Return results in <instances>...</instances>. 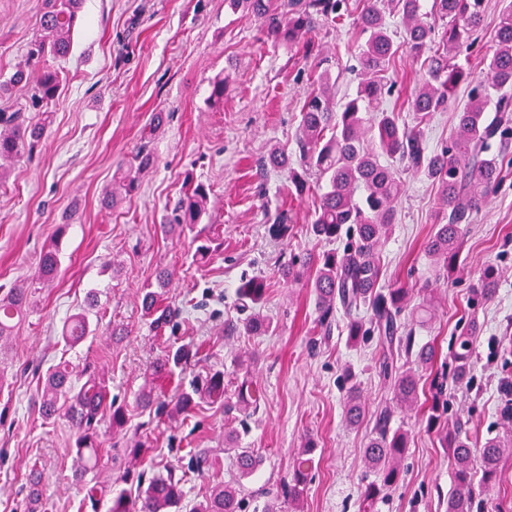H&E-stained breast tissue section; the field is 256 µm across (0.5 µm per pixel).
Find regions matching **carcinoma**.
Segmentation results:
<instances>
[{"instance_id": "carcinoma-1", "label": "carcinoma", "mask_w": 512, "mask_h": 512, "mask_svg": "<svg viewBox=\"0 0 512 512\" xmlns=\"http://www.w3.org/2000/svg\"><path fill=\"white\" fill-rule=\"evenodd\" d=\"M400 17L402 32L393 31L374 0L356 4L350 0H224L234 12H244L262 21L266 39L286 45L302 54L313 68L312 88L300 111L295 132V158L273 151L269 164L287 174L288 188L298 196L309 194L312 180L324 182L310 216L309 234L330 245L319 252L295 256L283 268L290 282L312 289L317 311L316 327L330 334L337 316L346 321L348 336L354 341L377 337L379 369L388 380L393 401L413 406L420 400L422 375L411 369L398 370L395 357L404 354L419 368L433 369L437 360L434 346L418 345L413 330L404 326L406 288L382 284L385 270L380 261L384 238L396 221L394 203L401 193V176L406 171L422 174L438 187L441 221L425 242V253L438 269L456 267L461 252L463 225L472 221L481 202L495 192L504 178L505 162L512 147V3L501 10L495 30L496 47L485 72L475 77L458 62L474 43V35L485 24V0H433L431 9L421 11L420 0H392ZM84 0H44L39 31L30 42L26 64L16 68L9 84L28 89L34 108L41 109L38 121L22 112H0V181L16 158L32 153L50 125L47 106L58 101L66 74L55 65L73 47V33ZM353 19L359 34L355 53L360 82L356 94L336 101L332 91L331 60L320 53L312 37L324 20ZM408 52L426 65L428 79L411 98L414 125L401 113L383 111L370 117L366 108L391 94L387 73L396 56ZM463 84L471 85L465 103L456 102ZM228 81L217 75L211 81L207 103L224 105ZM455 109L456 134L451 145L430 148L424 126L435 112ZM497 152H492V147ZM156 158L142 146L123 181L106 192L103 203L110 207L121 193L137 189L139 178L151 170ZM210 204V188L192 182L184 190L175 209L174 223L162 225L194 231ZM270 233L287 239L293 233L285 213L276 217ZM58 249L52 244L42 252L36 279L48 285L58 273ZM159 288H145L141 303L157 333L174 328L182 310L163 304L158 289L168 285V273L155 275ZM498 276L486 270L471 288L470 303L478 307L490 301L497 290ZM266 294L265 281L244 277L236 288L241 310L249 315L241 321L247 333H265L271 322L258 306ZM31 289L18 283L0 286V346L12 335L14 322L27 314ZM102 305L99 292L90 290L85 305L65 323L62 340L73 348L94 334L90 317L98 316ZM479 329L473 322L457 336L450 337L449 370L437 371L429 381L430 421L439 418L448 406L447 384L466 386L470 382L469 358ZM199 347L184 344L153 362L152 379L171 378L184 372L198 359ZM38 388L34 405L44 419L65 418L71 428L74 477L83 492V512H99L102 502L108 512H242L243 498L238 487L219 485L200 501L187 500L185 474L172 469L166 473L126 470L120 477L125 488L112 493V485H101L87 475L96 474L102 460L101 425H125L126 404L111 395L103 369L92 362L73 364L63 360L45 371L34 370ZM503 403L498 411V429L484 440L472 439L459 418L453 434L446 438L454 464V488L448 496V512H487L486 491L500 477L505 457L512 454V379L501 383ZM238 401L257 408L262 393L248 378L234 391ZM218 404L228 413L234 405L224 398V372H212L204 382L193 380L180 389L173 400L162 399L152 385L145 386L136 404L156 418L194 413L202 401ZM364 405L357 387L350 386L344 398V418L358 425ZM394 410L384 407L376 413L373 435L363 449L365 463L375 479L365 484L362 496L373 502L386 495L400 480L399 462L406 448L405 433L391 427ZM224 445L236 455L242 476L253 474L261 458L251 448L240 447L239 433L224 435ZM312 442L306 441L294 460L290 479L280 487L288 504L299 507L309 482ZM211 467L209 455L196 451L188 460V470L204 473ZM480 479H475V476ZM41 472L29 470L28 512L41 507Z\"/></svg>"}]
</instances>
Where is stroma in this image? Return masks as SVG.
I'll use <instances>...</instances> for the list:
<instances>
[{"instance_id":"stroma-1","label":"stroma","mask_w":512,"mask_h":512,"mask_svg":"<svg viewBox=\"0 0 512 512\" xmlns=\"http://www.w3.org/2000/svg\"><path fill=\"white\" fill-rule=\"evenodd\" d=\"M485 25L461 61L473 73L486 68L495 49L494 30L504 0H487ZM42 0H0V81L24 64L37 32ZM254 16L231 12L224 0H85L83 18L63 68L67 81L52 105L47 137L32 154L15 161L0 182V285L30 282L42 249L54 241L57 224L68 223L58 240L60 273L38 287L34 311L0 347L7 372L0 393V512H24L28 460L38 457L42 498L51 512H78L82 493L72 481L70 430L65 420L43 419L33 406L37 378L30 367L60 359L94 361L107 373L112 394L130 413L121 428L103 426L101 476L122 471L136 430L154 443L142 460L151 471L187 464L190 451L206 449L214 463L191 475L187 497L202 499L220 483L241 486L245 512L275 503L277 512H360V486L367 475L363 449L378 408L392 392L379 373L375 340L352 342L345 327L334 328L317 348L309 338L317 312L309 288L291 284L280 268L291 256L317 250L307 225L313 196L296 197L282 173L263 171L272 147L292 151L300 109L311 89L310 69L300 55L274 46ZM357 37L351 20L323 22L315 39L334 56L336 96L352 94L357 65L350 47ZM230 81L219 109L209 108V80ZM394 83L380 109L410 118L409 102L427 77L420 61L396 58ZM167 116L150 130L153 113ZM157 164L135 193L114 207L102 202L104 189L127 172L141 145ZM210 184L209 211L196 232L211 241L206 263H195L192 235L163 234L187 178ZM396 202V222L381 249L387 283L409 288L407 323H413L419 291L432 289L437 315L417 326L420 343L439 347L449 363L448 340L469 320L481 332L471 360V384L455 390L446 420L463 417L485 436L497 428L503 368L498 342L512 335V167L497 193L485 198L465 225L460 261L453 273L436 271L424 245L441 211L438 189L422 175L405 173ZM290 216L294 234L271 239L269 215ZM195 232V233H196ZM499 271L495 297L469 308L471 284L486 267ZM171 280L163 300L181 307L176 334L151 331L140 293L157 270ZM246 276L265 279L261 312L272 323L264 336H225L224 325L240 320L234 290ZM101 292L105 317L96 337L65 350L61 334L67 317L84 304L89 289ZM127 329L114 340L112 326ZM193 341L200 348L197 373H224L226 393L242 375L264 393L249 420L242 447L262 457L258 470L241 476L224 435L237 428L223 408L202 405L192 417L146 422L135 405L150 364L170 346ZM352 377L365 406L359 426L343 418L342 386ZM422 407H398L393 428L408 435L401 462L403 480L371 512H448L454 487L449 451L439 431L426 425ZM314 438L313 480L299 508L275 491L307 438Z\"/></svg>"}]
</instances>
